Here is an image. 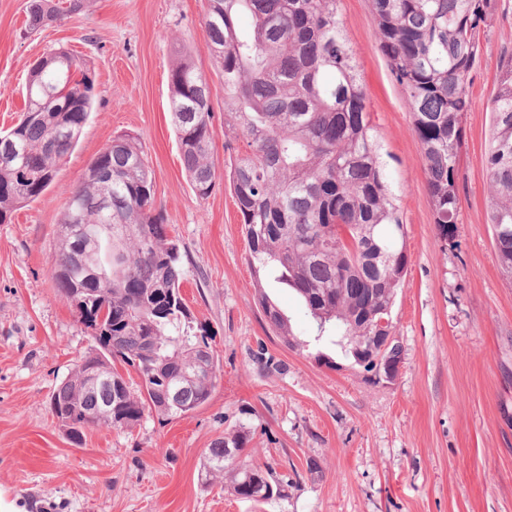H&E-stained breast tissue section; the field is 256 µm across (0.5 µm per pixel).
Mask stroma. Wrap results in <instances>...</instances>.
Here are the masks:
<instances>
[{
  "label": "stroma",
  "mask_w": 512,
  "mask_h": 512,
  "mask_svg": "<svg viewBox=\"0 0 512 512\" xmlns=\"http://www.w3.org/2000/svg\"><path fill=\"white\" fill-rule=\"evenodd\" d=\"M29 0H0V129L24 109L31 64L63 48L95 77V110L54 185L0 224V493L24 512H512V280L488 219L484 163L491 98L512 59V0L479 32L463 118L455 237L434 224L412 117L380 47L370 0H340L382 159L406 227L407 272L392 309L402 367L371 382L316 340L293 289L257 277L226 180L222 77L204 31L205 0H88L26 31ZM185 50L212 86V159L221 180L198 199L169 111V71ZM128 134L145 151L157 210L183 254V294L219 358L209 401L129 431L74 444L52 415L53 390L95 342L51 271L65 203L90 161ZM287 315L294 345L269 326L259 290ZM250 428L248 460L294 471L286 499L254 502L199 471L226 429Z\"/></svg>",
  "instance_id": "1"
}]
</instances>
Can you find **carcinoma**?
Here are the masks:
<instances>
[{"label": "carcinoma", "instance_id": "obj_1", "mask_svg": "<svg viewBox=\"0 0 512 512\" xmlns=\"http://www.w3.org/2000/svg\"><path fill=\"white\" fill-rule=\"evenodd\" d=\"M86 0H30L28 27L38 29ZM340 0H206L204 30L224 84V127L246 152L230 157L229 183L241 214L249 261L293 288L324 334L343 329L339 346L358 362L356 346L393 336L388 322L406 274V231L367 110L359 65L350 48ZM391 73L402 86L420 144L439 235L454 236L462 118L470 110L468 78L480 49L479 30L493 0H370ZM250 19L242 34L239 19ZM170 112L181 159L197 198L218 176L211 86L184 54L170 71ZM25 110L5 134L0 153V224L42 197L75 148L93 112L95 81L69 51H50L32 65ZM489 216L502 274L512 279V61L497 78L486 148ZM109 180L86 179L69 196L58 225L52 280L65 300L84 292L81 323L104 333L85 354L99 382L87 385L76 367L53 392L52 414L72 442L84 430H130L153 412L164 420L208 402L220 364L204 330H195L181 294L180 247L154 207V182L142 147L119 136L90 162ZM108 194L112 206L94 205ZM116 226L107 240L108 225ZM100 241L99 266L112 283L75 269L80 245ZM269 325L294 346L288 317L259 289ZM118 360L141 379L133 391L113 367ZM249 431L238 425L214 439L200 472L220 478L241 499L280 497L272 469L243 457ZM231 452L234 459L227 458Z\"/></svg>", "mask_w": 512, "mask_h": 512}]
</instances>
